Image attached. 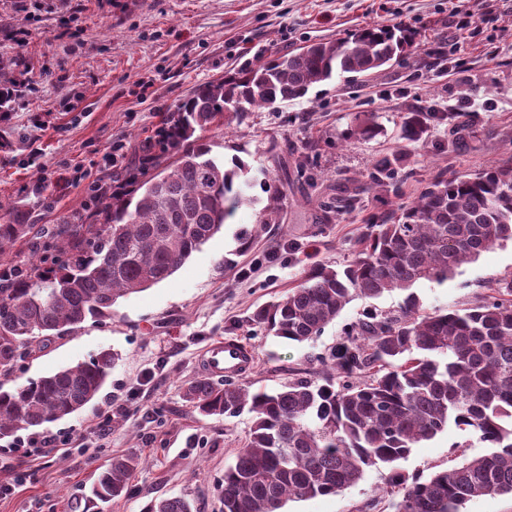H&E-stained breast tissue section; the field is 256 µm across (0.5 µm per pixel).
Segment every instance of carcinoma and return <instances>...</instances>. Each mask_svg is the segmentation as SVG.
Wrapping results in <instances>:
<instances>
[{"instance_id": "cac0c4a2", "label": "carcinoma", "mask_w": 512, "mask_h": 512, "mask_svg": "<svg viewBox=\"0 0 512 512\" xmlns=\"http://www.w3.org/2000/svg\"><path fill=\"white\" fill-rule=\"evenodd\" d=\"M413 45L405 27L367 25L200 86L164 122L168 144L140 141L120 189L99 195L87 212L62 217L43 259L15 260L10 249L17 242L44 234L28 214L0 203V372H12L37 336L110 315L119 298L170 278L242 205L255 202L245 194L249 166L237 156L227 162L214 154L204 133L244 121L255 107L301 99L333 78L368 76ZM24 65L20 56L0 57L1 113L21 96L13 73ZM431 119L469 125L465 112H412L402 138L420 141ZM377 133L372 114L355 118L352 135ZM396 176L383 159L373 185L384 187ZM279 218L273 195L256 223ZM509 240L512 166L451 178L441 173L399 211L371 215L344 269L314 265L288 293L259 306L254 325L302 343L321 335L356 295L408 292L399 314L371 311L350 327L325 364V385L298 377L274 393H252L232 380L187 383L184 398L201 416L245 410L253 416L247 444L224 471L222 512H282L289 501L335 495L367 469L392 466L450 425L492 451L426 479L391 475L398 488L394 512H463L474 498L512 495V277L495 280L475 303L446 313L423 308L410 292L423 281L448 280L461 264ZM114 364V355L102 352L0 390V436L81 411ZM335 377L354 381L335 389ZM140 465L134 455L112 458L92 495L103 502L124 496ZM146 512L192 510L174 496L152 502Z\"/></svg>"}]
</instances>
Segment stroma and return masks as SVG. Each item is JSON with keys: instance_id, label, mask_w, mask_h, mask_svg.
Masks as SVG:
<instances>
[{"instance_id": "stroma-1", "label": "stroma", "mask_w": 512, "mask_h": 512, "mask_svg": "<svg viewBox=\"0 0 512 512\" xmlns=\"http://www.w3.org/2000/svg\"><path fill=\"white\" fill-rule=\"evenodd\" d=\"M28 23L19 0H0V29L30 26L24 46L0 40V55L24 57L28 91L0 116V202L26 210L53 229L86 211L85 186L58 175L74 165L99 168L113 141L124 143L115 171L128 168L138 142L200 85L245 64H258L306 41L346 37L368 24L402 25L417 33L410 55L364 82L343 78L314 85L279 109L259 108L228 131H209L215 153L249 167L257 206L239 208L221 233L195 251L168 280L118 299L111 316L89 318L61 336L36 338L31 353L0 388L11 390L59 369L116 354L103 389L62 420L0 438V512H145L154 500L181 496L194 512H222L225 469L249 437L252 416L204 418L183 398L187 380L202 377L199 355L210 343H247L255 363L244 376L252 390L274 391L294 375L314 372L345 328L371 309L395 310L405 295L356 297L324 332L292 343L260 331L255 309L287 293L304 269L328 261L344 268L374 213L417 198L441 172L467 175L512 164V0H42ZM474 15L466 34L455 6ZM77 39L57 36L60 15ZM475 98L482 109L465 130L429 121L422 140L401 133L409 113ZM375 114L372 139L350 136L356 114ZM399 156L400 180L370 187L378 159ZM280 191L281 220L256 225L268 195ZM359 189L353 210L316 222L320 202L337 188ZM250 231L249 245L239 240ZM279 247L277 260L265 254ZM512 275V242L462 264L442 283L414 291L428 309L450 311ZM477 436L448 427L412 448L394 468L368 469L331 496L290 501L284 512H393L385 492L390 472L426 478L489 453ZM138 455L128 492L102 505L89 490L112 456Z\"/></svg>"}]
</instances>
